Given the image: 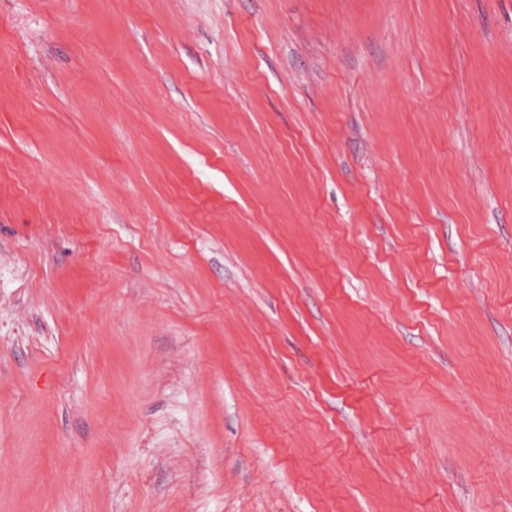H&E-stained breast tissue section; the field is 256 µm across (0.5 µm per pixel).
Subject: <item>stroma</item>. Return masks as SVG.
<instances>
[{"instance_id":"35a3bbf8","label":"stroma","mask_w":512,"mask_h":512,"mask_svg":"<svg viewBox=\"0 0 512 512\" xmlns=\"http://www.w3.org/2000/svg\"><path fill=\"white\" fill-rule=\"evenodd\" d=\"M0 512H512V0H0Z\"/></svg>"}]
</instances>
